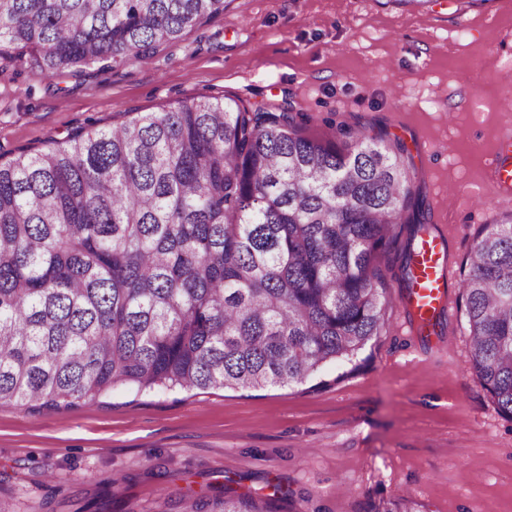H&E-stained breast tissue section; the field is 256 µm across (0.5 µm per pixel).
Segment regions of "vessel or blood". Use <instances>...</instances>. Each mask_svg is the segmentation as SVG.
I'll return each instance as SVG.
<instances>
[{"label": "vessel or blood", "mask_w": 512, "mask_h": 512, "mask_svg": "<svg viewBox=\"0 0 512 512\" xmlns=\"http://www.w3.org/2000/svg\"><path fill=\"white\" fill-rule=\"evenodd\" d=\"M442 246L437 239L425 238L418 245L415 264V282L403 306L416 320L430 319L442 311L446 297L442 288L445 269L441 263Z\"/></svg>", "instance_id": "b4317fda"}]
</instances>
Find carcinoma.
<instances>
[{
  "instance_id": "obj_1",
  "label": "carcinoma",
  "mask_w": 512,
  "mask_h": 512,
  "mask_svg": "<svg viewBox=\"0 0 512 512\" xmlns=\"http://www.w3.org/2000/svg\"><path fill=\"white\" fill-rule=\"evenodd\" d=\"M228 0H0V44L46 76L145 59ZM415 168L360 130L202 96L0 163V406L118 386L262 389L356 361L386 330L378 252ZM416 235L400 263L414 281ZM461 280L469 367L512 419V212ZM217 512H264L250 493Z\"/></svg>"
}]
</instances>
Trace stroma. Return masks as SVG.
<instances>
[{
    "label": "stroma",
    "mask_w": 512,
    "mask_h": 512,
    "mask_svg": "<svg viewBox=\"0 0 512 512\" xmlns=\"http://www.w3.org/2000/svg\"><path fill=\"white\" fill-rule=\"evenodd\" d=\"M201 95L291 108L321 138L404 145L443 240L445 333L420 336L397 279L409 225L378 254L386 333L312 383L121 386L78 406H0V499L13 512H182L225 492L269 512H512V420L468 368L458 285L482 225L512 212L487 161L512 129V0H232L151 57L48 77L0 46V162Z\"/></svg>",
    "instance_id": "stroma-1"
}]
</instances>
